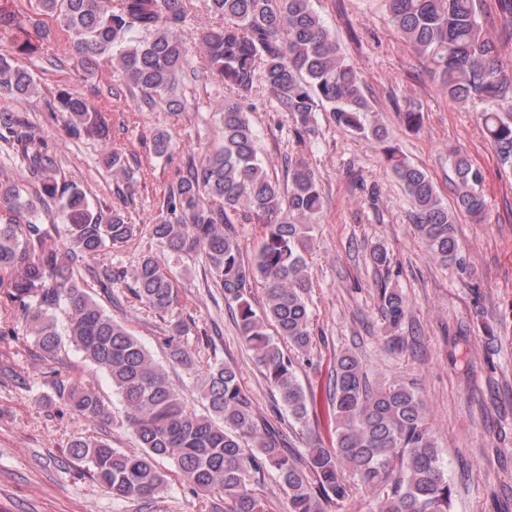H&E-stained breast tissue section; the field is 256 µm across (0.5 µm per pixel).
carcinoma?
Returning <instances> with one entry per match:
<instances>
[{"label":"carcinoma","instance_id":"1","mask_svg":"<svg viewBox=\"0 0 512 512\" xmlns=\"http://www.w3.org/2000/svg\"><path fill=\"white\" fill-rule=\"evenodd\" d=\"M188 0H35L34 12L0 6V26L15 30L11 50L0 53V96L39 94V84L19 58L41 52L51 35L44 18L58 21L84 71L107 67L136 90L138 105L166 104L185 111L179 98L188 47L180 30ZM222 21L203 29L198 43L205 70L230 90L222 105L224 143L198 168L170 187L164 209L152 224L153 237L173 252L198 251L224 299L236 305L235 320L247 349L295 424L309 423V398L297 379L295 360L280 346L305 356L314 348L306 302L312 272L305 254L312 225L323 209L319 181L301 159L288 164V184L272 179L255 147L256 134L240 100L263 83L276 110L307 132L320 110L363 138L386 142L390 132L372 107L356 66L340 54L336 40L312 0H206ZM389 20L423 58L440 90L456 103L481 104L479 120L499 167L512 170V74L497 43L486 37L490 11L484 0H385ZM54 109L68 115L70 134L109 137L97 109L78 91L60 89ZM410 130L422 124L420 106L399 113ZM0 140L21 146L26 182L0 181V271L10 272V298L34 345L52 357L68 340L85 360L106 372L125 408V421L139 450L114 448L103 437L78 436L71 457L88 464L93 478L115 499L151 500L167 491L166 459L193 493L218 494L224 512H269L254 486L276 473L288 496V512H332L358 485L376 496L374 512H451L452 488L438 443L426 421V406L414 384L372 382L362 362L345 352L336 358L332 406L335 444H313L295 454L283 432L259 417L238 370L216 359L196 358L177 323L164 345L171 362L193 374L205 412L187 409L165 369L121 323L84 289L76 270L107 249L128 243L137 225L118 210L95 209L75 184L58 177L57 161L35 141L29 126L0 112ZM172 139L164 129L153 152L164 157ZM386 161L410 198L415 234L428 253L459 274L468 266L455 234L458 212L474 218L485 210L482 173L466 153L452 155L456 208L441 198L425 171L393 146ZM105 165L114 178L134 179L123 156L112 152ZM38 186L37 199L28 185ZM56 212L66 243L45 247L41 216ZM262 221L263 243L246 259L234 224L249 215ZM133 293L143 306L168 310L177 291L151 255L132 269ZM263 288L256 312L248 293ZM380 309L385 324L399 327L409 304L383 283ZM68 314L66 333L56 312ZM57 398L89 422L105 425L110 413L92 387L71 380L55 383Z\"/></svg>","mask_w":512,"mask_h":512}]
</instances>
